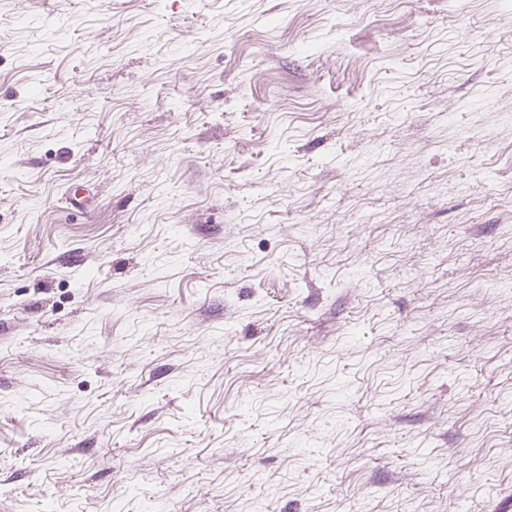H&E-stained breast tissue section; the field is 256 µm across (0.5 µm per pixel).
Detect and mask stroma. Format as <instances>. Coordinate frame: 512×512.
Masks as SVG:
<instances>
[{
  "mask_svg": "<svg viewBox=\"0 0 512 512\" xmlns=\"http://www.w3.org/2000/svg\"><path fill=\"white\" fill-rule=\"evenodd\" d=\"M150 507L512 512V0H0V512Z\"/></svg>",
  "mask_w": 512,
  "mask_h": 512,
  "instance_id": "1",
  "label": "stroma"
}]
</instances>
